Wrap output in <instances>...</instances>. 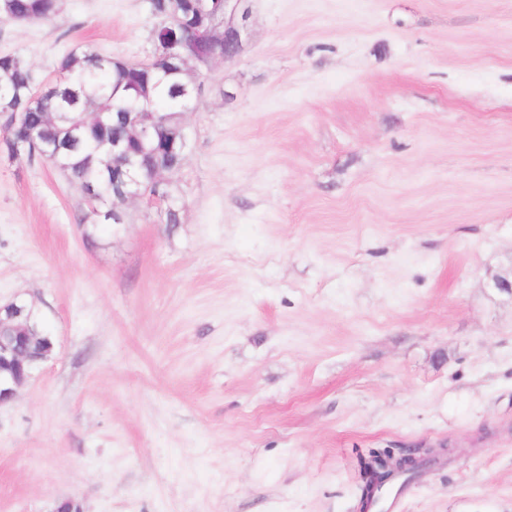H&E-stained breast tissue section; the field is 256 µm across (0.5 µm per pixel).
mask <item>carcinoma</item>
<instances>
[{
    "label": "carcinoma",
    "mask_w": 512,
    "mask_h": 512,
    "mask_svg": "<svg viewBox=\"0 0 512 512\" xmlns=\"http://www.w3.org/2000/svg\"><path fill=\"white\" fill-rule=\"evenodd\" d=\"M152 7L158 19L151 32L156 44L172 33L185 40L198 28L224 23L214 0L204 9L192 7L191 0H153ZM57 10V0H0V21L43 22ZM60 67L64 74L38 95L28 65L15 55L0 56V106L14 104L23 113L15 125L6 115L0 119L6 124L3 144L12 159L29 161L41 157L45 144L59 145L56 168L81 190H94L91 214L109 222L119 192L112 182L118 161L103 143L127 137L126 112L145 106L162 113L186 110L192 100L184 96L183 85L201 86L200 73L185 82L166 76L157 61L150 67L130 65L89 48L63 56Z\"/></svg>",
    "instance_id": "1"
}]
</instances>
